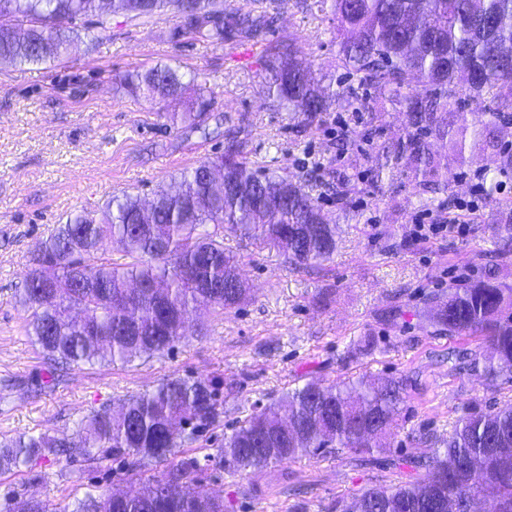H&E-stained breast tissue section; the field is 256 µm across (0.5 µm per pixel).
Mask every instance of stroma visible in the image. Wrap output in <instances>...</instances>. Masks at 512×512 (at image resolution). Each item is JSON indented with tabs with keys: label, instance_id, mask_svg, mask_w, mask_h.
Masks as SVG:
<instances>
[{
	"label": "stroma",
	"instance_id": "obj_1",
	"mask_svg": "<svg viewBox=\"0 0 512 512\" xmlns=\"http://www.w3.org/2000/svg\"><path fill=\"white\" fill-rule=\"evenodd\" d=\"M171 15L113 17L92 42H75L63 60L0 65V433L60 435L100 409L118 407L169 377H202L224 395V422L210 437L219 445L257 399L273 402L316 379L332 384L365 377L403 381L405 390L388 434L390 446L360 467L351 452L272 464L254 474L208 472L203 491L231 501L235 512H330L339 497L376 486L424 479L426 470L392 463L420 455L426 438H444L459 416L489 411L512 398V381L489 384L452 369L458 351L482 352L476 337L448 335L430 317L432 295L462 280L494 276L512 286V253L496 242L512 211L486 203L463 235L414 242L418 217L446 222L449 199L468 195L469 175L501 180L512 198V175H500L501 145L512 143V121L499 122L494 142L468 139L465 163L450 161L428 182L387 149L407 138L408 122L387 95L336 66L340 46L330 11L304 0H281L277 21L258 44L215 46L170 40ZM300 47L304 65L347 101L331 115L347 120L358 143L340 148L335 125L306 121L262 90V62L276 45ZM159 64L205 80L210 117L201 129L174 128L144 98L120 91L126 73ZM256 165L304 182L336 217V251L313 267L291 266L273 249H257L228 231L224 250L239 261L250 295L217 316L201 314L198 336L171 352L121 366L50 369L25 336L26 311L15 294L30 268V249L71 212L95 210L129 191L152 200L158 187L222 153L228 139ZM320 161L322 180L306 173ZM347 179L357 192L337 201L329 182ZM371 336L381 353L356 361L348 352ZM130 490L120 462L96 467L35 459L0 474V504L36 495L76 505L86 493Z\"/></svg>",
	"mask_w": 512,
	"mask_h": 512
}]
</instances>
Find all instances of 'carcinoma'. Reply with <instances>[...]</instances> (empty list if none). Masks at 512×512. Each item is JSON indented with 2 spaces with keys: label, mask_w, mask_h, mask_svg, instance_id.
I'll return each instance as SVG.
<instances>
[{
  "label": "carcinoma",
  "mask_w": 512,
  "mask_h": 512,
  "mask_svg": "<svg viewBox=\"0 0 512 512\" xmlns=\"http://www.w3.org/2000/svg\"><path fill=\"white\" fill-rule=\"evenodd\" d=\"M331 3L341 37L336 65L386 90L406 112L409 133L393 150L415 173L448 163L435 157L428 138L448 126V97L512 101V0H313ZM172 14L169 38L224 45L266 40L271 15L241 13L224 0H0V63L59 61L75 40L96 39L112 16L129 19ZM282 43L263 62V90L307 121L336 101V90L315 84ZM414 79L430 96H405ZM136 96L162 106L173 127L199 128L210 106L209 87L184 82L170 66H156L120 80ZM495 113H457L451 130L455 159L467 138L490 135ZM277 248L295 266L320 265L336 250L333 218L288 176L261 169L231 142L224 152L182 172L158 189L153 201L125 192L98 213L67 216L33 246L31 270L18 302L28 313L24 330L50 366L120 363L173 350L187 338L192 312L217 315L238 307L249 288L238 281L224 251V229ZM121 243L126 262L116 263L105 240ZM434 320L450 335H480L487 353L471 370L490 383L512 379V288L487 279L437 294ZM403 383L349 379L324 385L309 380L276 402H256L224 441L203 455L191 444L220 426L224 397L207 379H166L129 399L121 409L99 410L70 435H0V472L52 456L94 465L122 460L138 475L154 463L158 477L144 478L135 493L88 495L74 509L37 496L0 512H233L224 498L199 489L204 471H260L271 464L320 458L344 449L367 462L389 447L387 433L402 400ZM424 468L423 480L369 488L336 500L334 512H512V402L491 412H469L448 438L429 441L405 461Z\"/></svg>",
  "instance_id": "1"
}]
</instances>
